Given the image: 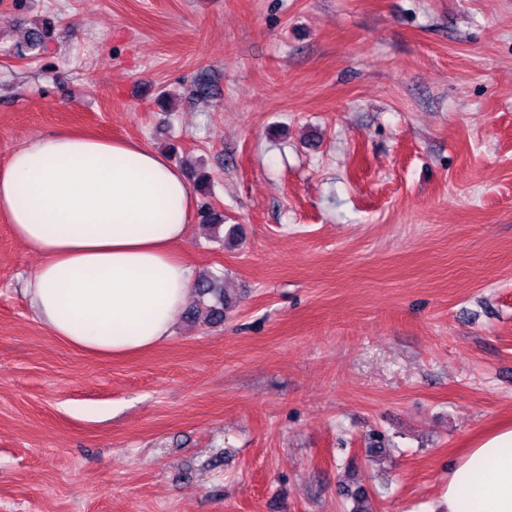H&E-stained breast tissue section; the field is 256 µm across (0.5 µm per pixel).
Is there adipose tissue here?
<instances>
[{
    "instance_id": "obj_1",
    "label": "adipose tissue",
    "mask_w": 512,
    "mask_h": 512,
    "mask_svg": "<svg viewBox=\"0 0 512 512\" xmlns=\"http://www.w3.org/2000/svg\"><path fill=\"white\" fill-rule=\"evenodd\" d=\"M197 199L181 168L142 142L64 131L0 166V214L41 257L25 288L53 336L98 355L166 342L195 272L182 256ZM445 512H512V425L448 467Z\"/></svg>"
}]
</instances>
